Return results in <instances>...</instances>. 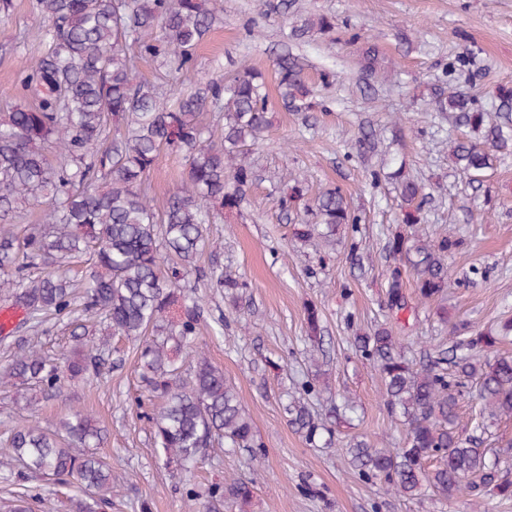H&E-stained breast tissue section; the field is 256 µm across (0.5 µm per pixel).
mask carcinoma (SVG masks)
Wrapping results in <instances>:
<instances>
[{"mask_svg":"<svg viewBox=\"0 0 512 512\" xmlns=\"http://www.w3.org/2000/svg\"><path fill=\"white\" fill-rule=\"evenodd\" d=\"M45 22L43 49L23 70L21 87L31 102L0 113V299L23 312L27 336L0 369V386L21 391L26 406L62 396V378L90 385L112 357L111 337L140 342L136 364L152 401L145 415L151 437L167 460L183 468L216 447L260 448L250 415L224 372L199 348L202 308L198 274L211 288L242 298L245 281L224 270L201 269L209 246L207 225L239 212L259 174L251 162L272 125L270 94L262 72L243 64L223 79H201L168 94L138 81V60L189 69L198 47L223 22V0H37ZM260 15L288 17L289 0H259ZM333 24L323 16L301 17L292 38ZM276 96L285 112H309L313 92L295 56L273 64ZM455 124L481 132L479 141L451 146L456 167L477 181L504 154L512 88L499 89L504 124H486L485 113L459 91L436 100ZM215 114L218 123L206 121ZM175 155L181 185L161 210L145 184L160 158ZM404 230L388 238L394 265L387 274L386 307H408L402 268L412 271L415 295L435 302L448 286V258L458 242L427 240L418 233L422 188L399 186ZM50 209L36 224L17 219L40 201ZM287 221L305 210L311 221L291 225L292 237L328 239L358 218L334 187L306 198L296 179L276 199ZM54 320L67 321L75 341L59 361L42 349ZM458 340L416 364L401 352L388 327L354 337L359 355L372 362L384 382V406L401 419L407 436L398 448H376L364 440L349 448L359 475L413 498L426 488L444 499L468 495L512 498V479L497 449L485 445L492 422L512 417V355L498 352L502 337L452 326ZM192 358L183 371V356ZM476 388L487 419L461 425L462 389ZM289 424L310 444L332 439L334 429L307 406H285ZM107 439L90 415L72 410L52 427L37 420L0 434V455L21 462L18 481L34 474L68 484L76 479L95 490L71 500L72 512H105L112 504V470L89 452ZM254 481L231 478L212 485L207 497L233 503L253 498Z\"/></svg>","mask_w":512,"mask_h":512,"instance_id":"carcinoma-1","label":"carcinoma"}]
</instances>
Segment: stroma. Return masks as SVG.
Instances as JSON below:
<instances>
[{
  "label": "stroma",
  "mask_w": 512,
  "mask_h": 512,
  "mask_svg": "<svg viewBox=\"0 0 512 512\" xmlns=\"http://www.w3.org/2000/svg\"><path fill=\"white\" fill-rule=\"evenodd\" d=\"M0 18V109L21 103L19 82L26 61L42 48L44 22L37 0H12ZM323 15L333 27L306 42L288 37L287 21ZM375 45V74L361 68V53ZM292 52L318 103L303 114L274 110L272 126L255 155L260 174L241 215L210 227V248L200 264L223 266L247 281L245 302L232 306L217 288H199L204 310V350L236 388L262 442L260 452L224 448L194 474L167 462L140 416L134 371L136 347L116 336L122 367L104 370L93 385H71L62 398L38 412L0 387V430L31 416L52 422L68 408L90 413L107 431L97 453L112 467V504L107 512H476L470 497L451 501L432 492L407 499L386 493L383 483L353 470L346 450L352 437L393 448L405 437L400 419L383 405V383L373 364L353 347L356 334L391 328L413 362L454 341L452 324L499 333L512 320V154L501 157L473 182L449 157L452 140L473 139L438 112L435 92L465 91L486 120H501L498 92L512 86V0H294L287 20L264 19L256 0H224V23L199 47L191 70L160 76L155 63L139 62L136 76L162 81L168 90L201 77L222 78L241 63L273 74V62ZM335 72L324 83V72ZM374 134L373 153L360 155L361 130ZM381 171L373 181L372 171ZM421 184L426 196L419 230L428 238L460 239L450 261L445 304L409 296V308L391 318L384 306L392 263L387 237L396 228L399 199L389 175ZM306 176L310 194L339 187L360 218L357 230L340 229L335 244L291 238L274 205L277 184L289 173ZM321 314L320 338L310 337L304 310ZM313 392H305L302 382ZM305 402L315 417L328 418L352 400V423H338L329 448L309 446L288 424V396ZM254 479L245 505L193 499L190 488H207L225 477ZM40 496L38 512H67L74 486L40 478L24 485L0 482V499Z\"/></svg>",
  "instance_id": "stroma-1"
}]
</instances>
